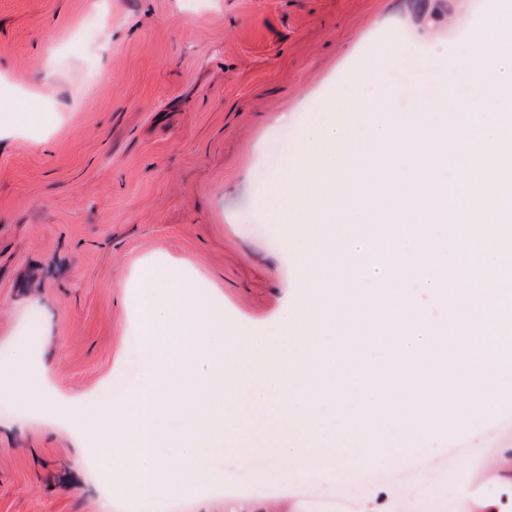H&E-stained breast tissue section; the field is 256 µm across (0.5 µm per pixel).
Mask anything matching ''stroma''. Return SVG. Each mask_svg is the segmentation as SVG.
I'll list each match as a JSON object with an SVG mask.
<instances>
[{"label":"stroma","instance_id":"1","mask_svg":"<svg viewBox=\"0 0 512 512\" xmlns=\"http://www.w3.org/2000/svg\"><path fill=\"white\" fill-rule=\"evenodd\" d=\"M494 0H0V373L21 372L65 405L105 402L138 373L135 285L147 261L193 281L224 317L213 376L236 341L301 299L299 270L336 263L322 226L273 214L272 180L302 132L331 121L358 76L384 69L381 108L415 111L440 87ZM415 50L404 53L406 45ZM26 99L33 117L5 120ZM78 424L35 400L0 410V512H98L112 497ZM348 474L307 473L297 457L241 448L176 469L224 490H168L146 512H311L349 494L350 512H512V397L491 416L451 415L433 447L383 444L363 459L331 406L295 431Z\"/></svg>","mask_w":512,"mask_h":512}]
</instances>
